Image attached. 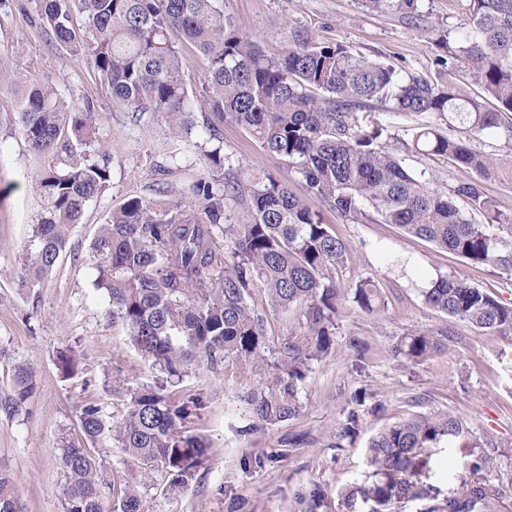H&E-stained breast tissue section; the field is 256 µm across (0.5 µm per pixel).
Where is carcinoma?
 <instances>
[{"label": "carcinoma", "mask_w": 512, "mask_h": 512, "mask_svg": "<svg viewBox=\"0 0 512 512\" xmlns=\"http://www.w3.org/2000/svg\"><path fill=\"white\" fill-rule=\"evenodd\" d=\"M374 2L412 22L421 19L420 0ZM37 4L46 43L84 52L112 99L131 111L159 112L171 128L189 133L198 127L209 141L221 140L210 117L225 120L286 162L307 192L338 215L354 218L368 210L439 249L512 276V213L483 188L503 162L438 124L444 120L450 129L459 125L467 134L512 141V0H468L459 34L435 42L442 54L432 77L404 75L390 63L304 35L267 54L224 19L219 0ZM76 13L83 19L81 37ZM180 42L208 61L202 92L195 95L183 78ZM387 103L394 112L434 117L414 128L406 149L449 156L474 179L447 195L406 169L398 154L380 144L387 127L362 117ZM91 112L90 105L70 104L53 88L34 83L0 107V129L23 140L40 160L34 253L23 256L18 270L23 288L52 271L86 205L107 186V150L97 146L95 160L77 150L96 142ZM191 196V202L133 197L112 211L90 245L94 284L106 291L112 319L127 327L129 343L165 375L164 382L134 393L112 423V440L140 465L144 479L163 475L170 492L188 485L208 445L184 431L204 406L202 398H175L167 385L182 381L199 361L221 366L229 385L257 381L244 400L257 422L274 426L299 415V389L312 365L336 351L342 304L370 315L385 307L372 278H339L348 245L287 183L240 168L222 184L198 180ZM238 208L246 213L242 223L232 221ZM258 287L269 308L294 309L302 317L278 355L252 300ZM422 296L429 308L491 335L512 333V306L465 280L441 275ZM441 349L437 334L415 332L392 352L418 362ZM32 389L31 370L23 366L13 394L0 397V409L19 414ZM367 398L363 389L350 397L333 447L343 448L357 435ZM81 427L89 440L102 435L97 405L84 406ZM445 441L468 465V474L447 493L428 482L434 449ZM480 448L460 416L429 411L395 422L369 441L372 480L338 492L339 505L345 512H391L393 505L409 502L422 503L421 512H501L503 493L481 476L486 455ZM62 460L64 512H147L135 486L117 498L108 495L89 449L69 443ZM0 512H21L13 478L2 469Z\"/></svg>", "instance_id": "carcinoma-1"}]
</instances>
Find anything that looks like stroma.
<instances>
[{
  "mask_svg": "<svg viewBox=\"0 0 512 512\" xmlns=\"http://www.w3.org/2000/svg\"><path fill=\"white\" fill-rule=\"evenodd\" d=\"M220 3L231 25L266 53L305 33L428 76L436 71L437 57L430 28L456 30L466 7V0H421L424 20L415 24L373 0ZM30 82L53 87L65 100L90 103L96 139L112 162L106 189L73 226L56 266L41 283L22 288L17 270L39 208L32 185L38 163L22 140L0 134V396L12 392L21 365L31 367L34 385L20 415L0 410V468L13 476L22 512H63L61 446L82 441L83 405H99L108 421L121 414L133 392L156 381V371L129 344L125 325L113 319L106 294L93 286L90 245L101 224L130 198L152 199L160 188L167 198H185L199 179L220 182L228 169L239 167L263 171L304 197L350 246L341 277L373 278L386 307L377 315L344 307L338 350L309 373L300 415L277 425L255 424L240 390L225 387L223 375L204 367L189 373L175 394L203 397L204 408L186 429L206 440L207 455L182 493L169 494L159 482L141 485L150 512H304L315 489L327 496L326 512H339L338 491L370 476L369 440L390 424L429 410L465 418L478 439L495 446L482 474L504 489V512H512V335L488 337L468 322L433 311L421 294L431 280L448 275L512 305V276L440 250L397 225L338 216L306 195L286 163L238 127L222 124L223 140L216 145L200 132L171 129L162 114L128 110L113 101L84 55L46 47L36 0H0V102ZM379 118L389 130L387 150L403 154L405 166L425 174L432 189L445 193L471 180L470 171L448 158L405 152L414 117L384 109ZM216 146L224 162L207 164L204 155ZM417 331L446 332V350L417 363L394 358L393 345ZM353 336L366 345L362 358L347 347ZM64 350L78 362L67 379L57 367ZM361 388L382 409L363 411L356 439L333 448L346 403ZM295 437L301 443L294 447ZM90 449L108 485L139 483L138 464L109 434Z\"/></svg>",
  "mask_w": 512,
  "mask_h": 512,
  "instance_id": "stroma-1",
  "label": "stroma"
}]
</instances>
